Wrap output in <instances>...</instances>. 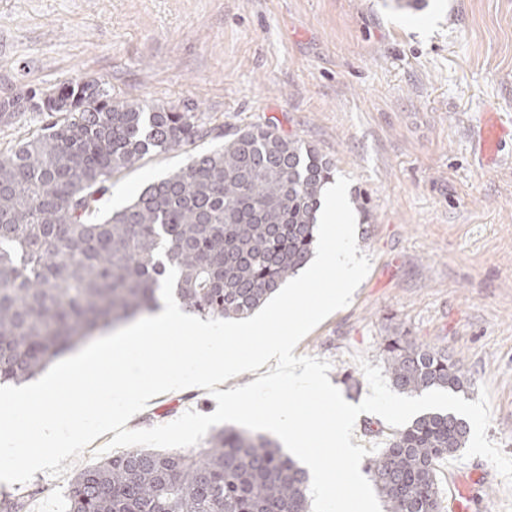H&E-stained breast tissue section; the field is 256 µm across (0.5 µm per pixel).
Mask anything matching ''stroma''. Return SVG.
I'll return each mask as SVG.
<instances>
[{"mask_svg":"<svg viewBox=\"0 0 512 512\" xmlns=\"http://www.w3.org/2000/svg\"><path fill=\"white\" fill-rule=\"evenodd\" d=\"M107 82L147 105H189L225 133L276 125L316 146L366 201L356 240L370 269L296 355L328 361L346 401L369 391L405 333L460 359L490 393L488 440L512 456V139L483 160L485 115L512 122V0H0V97ZM191 153L151 154L109 183L99 216ZM208 391L163 395L128 426L213 413ZM70 475L0 482L28 512H65Z\"/></svg>","mask_w":512,"mask_h":512,"instance_id":"stroma-1","label":"stroma"}]
</instances>
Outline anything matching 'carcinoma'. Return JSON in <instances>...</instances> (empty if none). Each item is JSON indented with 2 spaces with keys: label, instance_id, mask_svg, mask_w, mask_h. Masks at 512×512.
<instances>
[{
  "label": "carcinoma",
  "instance_id": "1",
  "mask_svg": "<svg viewBox=\"0 0 512 512\" xmlns=\"http://www.w3.org/2000/svg\"><path fill=\"white\" fill-rule=\"evenodd\" d=\"M27 112L49 120L0 150V385L32 379L97 328L160 308L171 268L187 311L243 319L310 260L336 175L315 146L274 126L240 128L91 222L113 178L151 153L187 151L213 129L193 108L148 110L95 80L0 99V124ZM383 352L402 394L471 386L439 347L393 336ZM468 435L450 411L396 431L366 466L386 512H440L436 463ZM308 481L273 440L222 428L188 452L135 449L78 471L67 512H308Z\"/></svg>",
  "mask_w": 512,
  "mask_h": 512
}]
</instances>
